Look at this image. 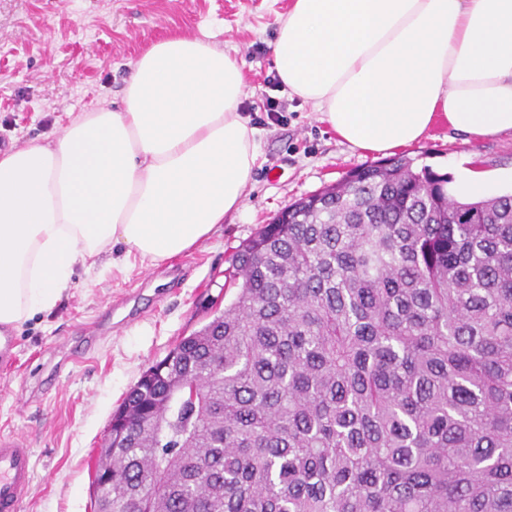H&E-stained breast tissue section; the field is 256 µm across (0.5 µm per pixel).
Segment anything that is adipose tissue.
<instances>
[{"mask_svg":"<svg viewBox=\"0 0 512 512\" xmlns=\"http://www.w3.org/2000/svg\"><path fill=\"white\" fill-rule=\"evenodd\" d=\"M272 63L351 148L383 156L436 118L469 137L512 131V0H293ZM243 63L172 35L134 62L123 105L0 152V327L52 312L114 248L157 265L245 205L257 155Z\"/></svg>","mask_w":512,"mask_h":512,"instance_id":"1","label":"adipose tissue"}]
</instances>
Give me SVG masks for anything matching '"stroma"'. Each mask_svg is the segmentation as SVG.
I'll list each match as a JSON object with an SVG mask.
<instances>
[{
    "label": "stroma",
    "mask_w": 512,
    "mask_h": 512,
    "mask_svg": "<svg viewBox=\"0 0 512 512\" xmlns=\"http://www.w3.org/2000/svg\"><path fill=\"white\" fill-rule=\"evenodd\" d=\"M290 0H0V150L44 139L70 115L119 108L132 65L178 32L236 51L244 63L241 112L258 130L246 205L173 261L130 256L124 267L79 274L51 314L17 330L16 361L0 362V432L31 442L34 478L20 512H95L92 483L112 415L149 366L205 324L236 293L224 272L239 245L283 209L378 163L351 150L271 67L277 14ZM276 100L277 119L264 104ZM415 166L456 180L461 169L498 179L512 193V132L464 140L438 121L401 148ZM108 319L94 351L70 362L75 339Z\"/></svg>",
    "instance_id": "stroma-1"
}]
</instances>
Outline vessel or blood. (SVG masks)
Segmentation results:
<instances>
[{
  "label": "vessel or blood",
  "instance_id": "vessel-or-blood-1",
  "mask_svg": "<svg viewBox=\"0 0 512 512\" xmlns=\"http://www.w3.org/2000/svg\"><path fill=\"white\" fill-rule=\"evenodd\" d=\"M32 480L29 437L0 433V512H19Z\"/></svg>",
  "mask_w": 512,
  "mask_h": 512
}]
</instances>
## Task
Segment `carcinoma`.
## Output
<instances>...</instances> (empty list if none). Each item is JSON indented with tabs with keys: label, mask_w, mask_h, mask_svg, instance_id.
I'll list each match as a JSON object with an SVG mask.
<instances>
[{
	"label": "carcinoma",
	"mask_w": 512,
	"mask_h": 512,
	"mask_svg": "<svg viewBox=\"0 0 512 512\" xmlns=\"http://www.w3.org/2000/svg\"><path fill=\"white\" fill-rule=\"evenodd\" d=\"M231 265L114 413L100 512H512V195L399 156Z\"/></svg>",
	"instance_id": "carcinoma-1"
}]
</instances>
